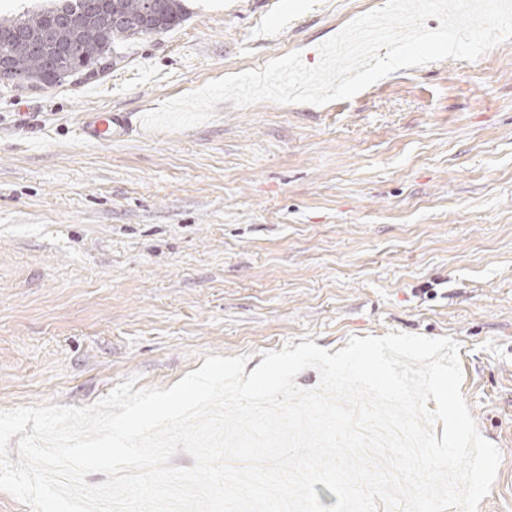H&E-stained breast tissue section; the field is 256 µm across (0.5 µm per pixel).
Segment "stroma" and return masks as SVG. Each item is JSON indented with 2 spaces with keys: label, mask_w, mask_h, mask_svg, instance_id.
I'll use <instances>...</instances> for the list:
<instances>
[{
  "label": "stroma",
  "mask_w": 512,
  "mask_h": 512,
  "mask_svg": "<svg viewBox=\"0 0 512 512\" xmlns=\"http://www.w3.org/2000/svg\"><path fill=\"white\" fill-rule=\"evenodd\" d=\"M383 0H183L111 71L0 84V411L169 388L206 356L389 332L459 344L461 392L500 452L478 512H512V39L485 67L402 68L323 105L143 113L309 52ZM135 122L88 146L83 112Z\"/></svg>",
  "instance_id": "stroma-1"
}]
</instances>
